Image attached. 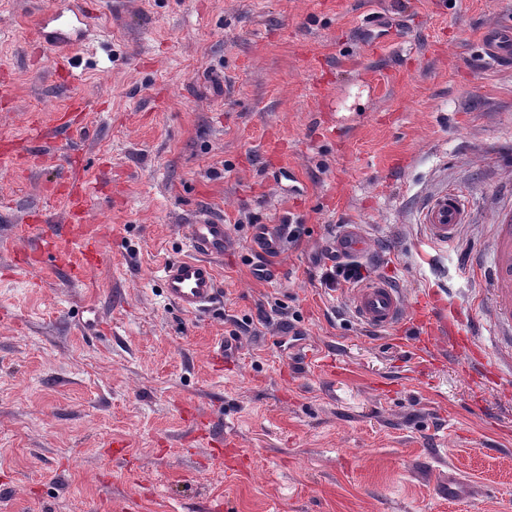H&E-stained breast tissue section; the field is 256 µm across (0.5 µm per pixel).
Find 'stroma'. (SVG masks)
<instances>
[{
  "mask_svg": "<svg viewBox=\"0 0 512 512\" xmlns=\"http://www.w3.org/2000/svg\"><path fill=\"white\" fill-rule=\"evenodd\" d=\"M82 10L77 68L40 54ZM506 20L512 0H0V150L33 152L0 170V512H512V392L451 345L372 333L321 281L337 226L361 224L364 277L490 323L466 257L512 211V67L480 49ZM74 180L99 187L105 257L19 273ZM449 191L467 220L425 251ZM203 215L230 246L188 314L160 274ZM256 224L300 227L272 281Z\"/></svg>",
  "mask_w": 512,
  "mask_h": 512,
  "instance_id": "obj_1",
  "label": "stroma"
}]
</instances>
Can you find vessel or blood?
Here are the masks:
<instances>
[{
    "mask_svg": "<svg viewBox=\"0 0 512 512\" xmlns=\"http://www.w3.org/2000/svg\"><path fill=\"white\" fill-rule=\"evenodd\" d=\"M486 56L495 62L512 59V25L493 24L483 35ZM467 209L464 200L454 192L434 199L424 215L423 235L439 247L455 243L465 224ZM53 228L35 227L29 239V250L19 258V265L42 260L53 253ZM81 260L74 269L82 277L101 260L104 251L100 238L83 229H75ZM187 245L189 257L168 262L162 269V288L166 297L188 314L208 309L217 299L219 285L210 264L211 258L223 256L229 246L226 228L221 221L206 219L190 225ZM251 249L261 256L281 254L284 235L278 225L261 224L250 239ZM489 299L493 321L488 327L471 324L460 309L452 308L440 294L428 292L416 300H407L401 288L384 278H371L348 291L351 312L364 325L388 333L400 324L411 322L420 326L424 336L448 339L453 347L473 354L486 374L498 376L499 361L504 353L512 354V220L496 225L492 239ZM330 249L341 259L371 256L374 247L364 227L341 225ZM486 335L487 345L475 346L476 336Z\"/></svg>",
    "mask_w": 512,
    "mask_h": 512,
    "instance_id": "1",
    "label": "vessel or blood"
}]
</instances>
